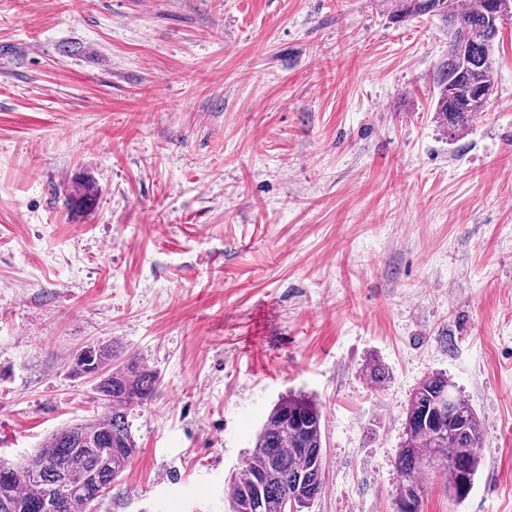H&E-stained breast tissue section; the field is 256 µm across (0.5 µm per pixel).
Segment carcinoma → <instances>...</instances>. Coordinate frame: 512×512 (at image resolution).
Here are the masks:
<instances>
[{
	"instance_id": "obj_1",
	"label": "carcinoma",
	"mask_w": 512,
	"mask_h": 512,
	"mask_svg": "<svg viewBox=\"0 0 512 512\" xmlns=\"http://www.w3.org/2000/svg\"><path fill=\"white\" fill-rule=\"evenodd\" d=\"M452 8H444L446 2ZM492 0H397L399 19L437 15L448 26V54L433 77L440 122L457 133L469 126L494 91L492 54L500 18ZM72 372L95 373L101 401L96 415L58 429L18 463L0 458V512H36L49 496L55 512H99L105 492L119 486L137 448L130 411L146 403L159 385L157 372L141 359L122 358L116 343H95L75 354ZM399 476L392 503L410 502L422 512L425 468L444 461L441 476L456 502L470 494L477 476L485 427L476 410L445 373L425 376L404 409ZM322 409L311 396L289 394L277 401L241 467L227 481L228 512H287L293 501L309 512L323 489Z\"/></svg>"
}]
</instances>
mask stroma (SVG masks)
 <instances>
[{"instance_id": "35a3bbf8", "label": "stroma", "mask_w": 512, "mask_h": 512, "mask_svg": "<svg viewBox=\"0 0 512 512\" xmlns=\"http://www.w3.org/2000/svg\"><path fill=\"white\" fill-rule=\"evenodd\" d=\"M395 5L0 0V456L97 413L70 363L115 341L160 385L101 512H227L294 392L324 412L310 512H390L404 408L443 372L482 462L458 505L426 476L423 512H512V18L452 136L446 24Z\"/></svg>"}]
</instances>
